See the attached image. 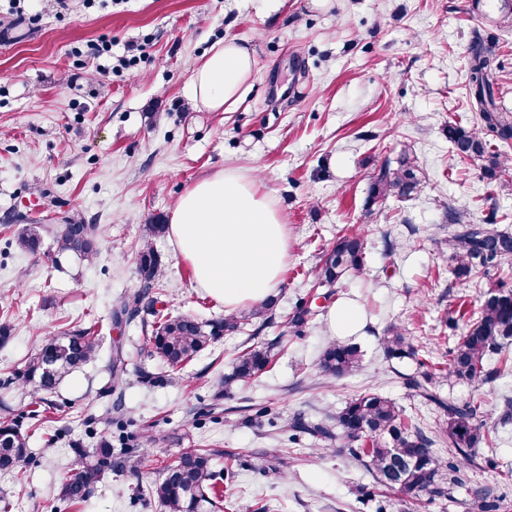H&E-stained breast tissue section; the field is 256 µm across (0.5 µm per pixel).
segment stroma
<instances>
[{"mask_svg":"<svg viewBox=\"0 0 512 512\" xmlns=\"http://www.w3.org/2000/svg\"><path fill=\"white\" fill-rule=\"evenodd\" d=\"M28 0H0V321L12 337L0 345V416L20 418L35 459L22 482L0 474L9 512H166L139 496L166 462L191 448L215 453L234 493L224 512L259 501L270 512H374L378 486L350 455L320 452L308 434L289 441L294 420L331 423L345 402L373 388L423 428L447 418L406 384L416 360L389 358L380 343L393 325L409 328L420 355L447 363L448 350L485 298L512 289V257L490 272L460 279L448 246L456 225L449 206L471 223L495 213L512 233V194L488 180L477 162L456 156L448 127L479 129L470 106L466 55L474 34L495 48L500 108L512 114V25L498 0H287L260 13L254 0H65L37 23L22 16ZM107 37L110 53L78 65L87 44ZM234 38L255 52L250 87L229 112L194 107L190 75L216 42ZM412 150L423 171L409 197L368 205L371 176ZM232 167L258 179L286 226L288 254L275 318L261 328L223 333L190 362L179 380L152 350L146 315L114 326L121 296L140 286L135 260L142 228L170 214L199 178ZM41 208V246L16 245L18 216L29 197ZM99 227L98 251L85 259L60 252V224ZM364 229V270L347 276L330 299L317 288L316 266L337 236ZM161 263L155 290L172 314L202 321L224 316L223 302L196 288L193 269L168 237L154 241ZM348 301L364 317L353 341L363 366L342 379L322 378L317 363L332 343L328 316ZM312 315L302 331L289 318L300 303ZM466 317L450 318L457 310ZM95 328L103 348L120 347L126 371L111 387L103 360L64 377L41 426L28 419L31 396L15 384L48 338ZM271 347L267 372L225 390L238 351ZM512 341L488 359L496 377L474 385L435 379L446 399L480 400L494 432L451 496H422L392 512H469L470 489L499 483L483 460L512 468ZM156 376V383L143 379ZM122 424V447L152 445L138 472H107L82 503L58 508L48 496L76 461L77 449ZM294 464L282 475V457Z\"/></svg>","mask_w":512,"mask_h":512,"instance_id":"obj_1","label":"stroma"}]
</instances>
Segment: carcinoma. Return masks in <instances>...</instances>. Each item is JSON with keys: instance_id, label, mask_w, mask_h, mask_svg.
Listing matches in <instances>:
<instances>
[{"instance_id": "obj_1", "label": "carcinoma", "mask_w": 512, "mask_h": 512, "mask_svg": "<svg viewBox=\"0 0 512 512\" xmlns=\"http://www.w3.org/2000/svg\"><path fill=\"white\" fill-rule=\"evenodd\" d=\"M494 56L480 37H475L467 54V77L473 107L479 112L485 134L448 125V141L456 156L477 161L484 176L502 187L512 186L505 175L512 170V157L489 149L485 136L508 143L512 140V116L497 106L498 87L493 76ZM422 182V172L410 151H405L398 166L381 167L373 175L369 204L385 200L389 195L410 196ZM448 220L458 225L449 246L456 263V274L467 278L471 274L497 268L512 256V235L499 230L494 222L472 224L464 208H448ZM39 220H30L17 236L18 247L36 253L41 244ZM168 224L163 215L150 217L145 224L147 243L136 252V263L142 288L123 296L113 311V321L120 325L151 306L153 316L149 342L155 352L176 370L204 350L211 340L224 332L234 333L253 319L267 324L273 321V300L252 306L242 312H231L224 319L207 324L190 316H172L155 309L151 297L159 271V260L148 241L164 235ZM97 226L69 221L60 226L57 244L62 252L90 257L96 249ZM365 233L357 228L340 235L332 250L324 255L319 267V286L336 287L349 274L363 271ZM512 339V289L491 294L481 307L479 316L467 325L463 336L448 350V377L470 384L482 385L492 380L496 371L488 368L487 358L503 342ZM388 357L404 359L416 356L409 341L408 330L391 326L381 339ZM101 340L92 329H74L46 341L26 364L17 380L31 388L34 394L29 412L36 420L41 407L49 406L47 395L59 381L87 363L98 359ZM362 351L356 343L329 344L317 363L321 377L343 378L360 370ZM271 362L269 351L249 349L235 359L233 370L224 377V390L245 384L263 372ZM107 370L112 384H119L125 372L119 352L109 355ZM434 375L424 372L421 377L407 378V384L424 400L437 405L448 416V456L434 455L435 443L428 431L404 418L391 399L365 391L349 399L336 413V430L325 424L308 428L320 440L336 441L333 453L348 452L373 474L376 483L407 502L426 494L444 497L462 483L461 472L474 463L476 448L492 443V430L482 420L480 406L470 402L444 400L432 390ZM77 467L56 488L54 499L68 505L85 501L104 474L114 467H124L136 448L124 449V457H114L112 440L99 436L96 448L75 449ZM31 458L27 452V434L18 420L0 417V473L22 476ZM162 479L146 489V495L158 499L167 512H222L224 499L217 486L224 481V470L217 468L213 454L204 449L181 453L176 460L163 466ZM473 512H504L505 496L497 486H476L470 490Z\"/></svg>"}]
</instances>
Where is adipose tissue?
<instances>
[{"label": "adipose tissue", "instance_id": "ef3b65f1", "mask_svg": "<svg viewBox=\"0 0 512 512\" xmlns=\"http://www.w3.org/2000/svg\"><path fill=\"white\" fill-rule=\"evenodd\" d=\"M256 59L229 39L193 70L189 93L209 112L230 111L249 87ZM194 283L232 312L277 288L288 251L285 226L257 181L226 168L196 181L180 198L169 225Z\"/></svg>", "mask_w": 512, "mask_h": 512}]
</instances>
